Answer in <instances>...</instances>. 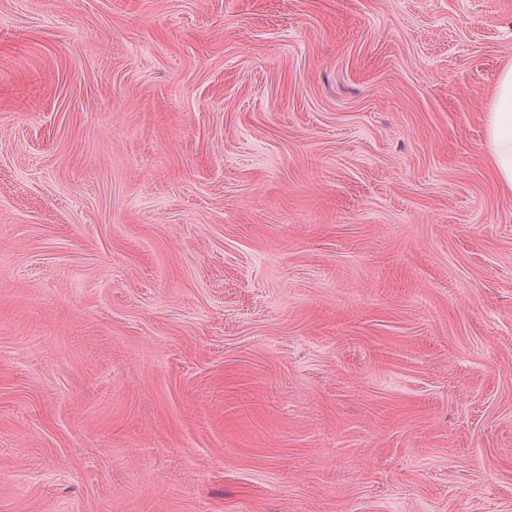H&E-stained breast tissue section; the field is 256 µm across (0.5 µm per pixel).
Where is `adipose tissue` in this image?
I'll list each match as a JSON object with an SVG mask.
<instances>
[{"label": "adipose tissue", "instance_id": "ef3b65f1", "mask_svg": "<svg viewBox=\"0 0 512 512\" xmlns=\"http://www.w3.org/2000/svg\"><path fill=\"white\" fill-rule=\"evenodd\" d=\"M484 151L501 193L512 196V62L499 73L484 114Z\"/></svg>", "mask_w": 512, "mask_h": 512}]
</instances>
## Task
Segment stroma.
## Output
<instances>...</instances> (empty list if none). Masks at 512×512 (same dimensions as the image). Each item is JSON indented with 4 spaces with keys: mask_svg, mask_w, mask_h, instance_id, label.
I'll list each match as a JSON object with an SVG mask.
<instances>
[{
    "mask_svg": "<svg viewBox=\"0 0 512 512\" xmlns=\"http://www.w3.org/2000/svg\"><path fill=\"white\" fill-rule=\"evenodd\" d=\"M512 0H0V512H512ZM484 151L496 177L498 188L512 196V62L499 73L484 113Z\"/></svg>",
    "mask_w": 512,
    "mask_h": 512,
    "instance_id": "obj_1",
    "label": "stroma"
}]
</instances>
